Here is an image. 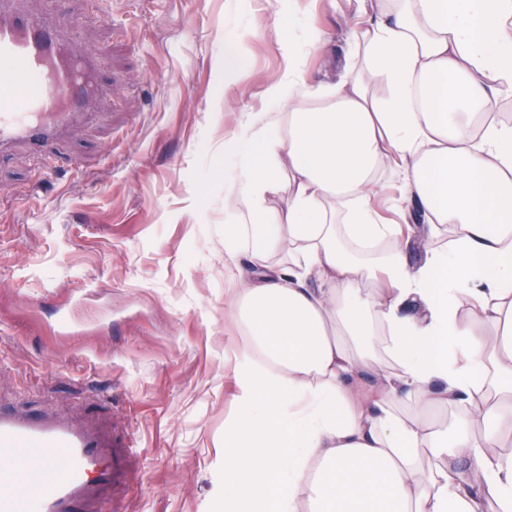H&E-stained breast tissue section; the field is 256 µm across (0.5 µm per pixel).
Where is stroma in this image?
Instances as JSON below:
<instances>
[{"label":"stroma","instance_id":"1","mask_svg":"<svg viewBox=\"0 0 512 512\" xmlns=\"http://www.w3.org/2000/svg\"><path fill=\"white\" fill-rule=\"evenodd\" d=\"M304 2L297 14L289 0H67L78 40L103 54L107 92L51 151L72 166L45 175L23 147L0 154V403L133 438L123 482L79 512H224L240 333L227 290L250 267L224 251V142L241 113L268 109L281 43L311 86L357 64L346 4ZM316 25L334 67L307 42ZM238 38L250 75L228 86L224 43ZM403 183L399 167L379 173L374 205L419 223Z\"/></svg>","mask_w":512,"mask_h":512}]
</instances>
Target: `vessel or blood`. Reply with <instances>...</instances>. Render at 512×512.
<instances>
[{"instance_id":"vessel-or-blood-1","label":"vessel or blood","mask_w":512,"mask_h":512,"mask_svg":"<svg viewBox=\"0 0 512 512\" xmlns=\"http://www.w3.org/2000/svg\"><path fill=\"white\" fill-rule=\"evenodd\" d=\"M68 17L49 24L20 0H0V152L21 144L40 152L90 112L100 95V53L74 52ZM119 436L0 406V449L20 456L0 472V512H76L101 487L117 482Z\"/></svg>"}]
</instances>
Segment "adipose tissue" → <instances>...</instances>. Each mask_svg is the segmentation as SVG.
Listing matches in <instances>:
<instances>
[{"label": "adipose tissue", "mask_w": 512, "mask_h": 512, "mask_svg": "<svg viewBox=\"0 0 512 512\" xmlns=\"http://www.w3.org/2000/svg\"><path fill=\"white\" fill-rule=\"evenodd\" d=\"M354 2V76L304 108L289 63L230 141L224 249L261 268L232 296L224 512H512V0ZM394 158L423 223L372 205Z\"/></svg>", "instance_id": "ef3b65f1"}]
</instances>
